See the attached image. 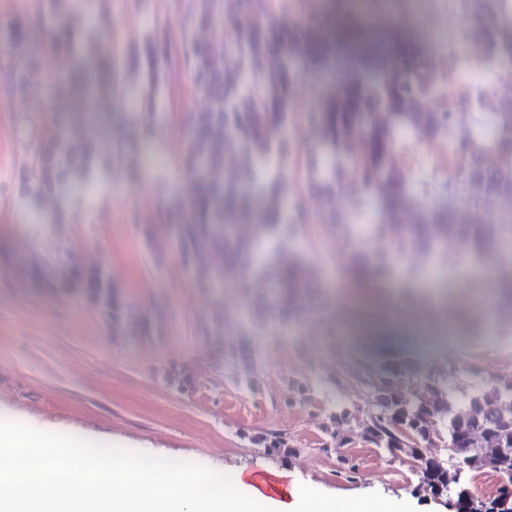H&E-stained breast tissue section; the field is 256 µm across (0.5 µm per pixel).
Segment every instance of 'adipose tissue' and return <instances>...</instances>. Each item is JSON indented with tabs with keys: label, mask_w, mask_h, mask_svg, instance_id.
Segmentation results:
<instances>
[{
	"label": "adipose tissue",
	"mask_w": 512,
	"mask_h": 512,
	"mask_svg": "<svg viewBox=\"0 0 512 512\" xmlns=\"http://www.w3.org/2000/svg\"><path fill=\"white\" fill-rule=\"evenodd\" d=\"M272 477L280 493L261 488L251 469L217 480L202 470L72 450L0 427V512H330L287 470Z\"/></svg>",
	"instance_id": "adipose-tissue-1"
}]
</instances>
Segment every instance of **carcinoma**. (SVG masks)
I'll use <instances>...</instances> for the list:
<instances>
[{
  "mask_svg": "<svg viewBox=\"0 0 512 512\" xmlns=\"http://www.w3.org/2000/svg\"><path fill=\"white\" fill-rule=\"evenodd\" d=\"M461 14L477 28L485 53L470 62L450 47L432 51L407 31L388 45L374 44L346 66L338 81L321 87L315 106L297 105L296 87L304 72H316L360 41L363 24L352 14L330 26L328 8L314 0H193L200 29L226 35L224 56L200 40L174 42L165 27L155 29L141 58L157 82L172 57L182 59L195 93L209 107L190 114L181 156L188 191L166 204L161 222L174 225L176 256L200 288L234 276L252 290L256 320L244 333L269 326L296 325L310 313L325 312L330 297L319 268L294 254L288 263L269 257L258 262L260 247L278 253L295 240L298 225L316 222L347 231L357 208L371 201L380 212L371 231L391 245L381 251L354 243L345 267L358 285L383 299L394 282L400 258L415 254L431 261L447 256L445 290L459 284L461 256L483 261L496 254L512 258V221L494 218L491 206L512 198V0H456ZM15 35H37L68 58L74 48L67 20L38 16L15 26ZM464 68L488 69V80L460 82ZM255 88L247 90L246 83ZM483 130L469 129L473 113ZM410 131L426 147H446L433 181L414 189V157L396 134ZM76 133L59 127L32 155L33 183L48 193L72 187L60 167L74 158L89 160L92 149L72 147ZM302 152V199L289 207L281 185L283 168ZM215 253L216 265L197 264L199 253ZM82 287L112 315V330L127 325L120 301L104 273L83 270ZM512 327V284L495 289L458 329L487 337ZM404 357L361 360V379L384 380ZM435 398L412 402L393 386L383 401L388 414L367 417L361 438L393 458L404 456L419 477V491L448 500L454 512H512V376L491 393H477L466 411L454 412L448 383L432 374L412 373ZM420 447L452 450L468 466L492 473L497 495L482 499L466 485L464 468L434 457L410 454L409 436ZM270 453L295 449L280 433L262 439Z\"/></svg>",
  "mask_w": 512,
  "mask_h": 512,
  "instance_id": "cac0c4a2",
  "label": "carcinoma"
}]
</instances>
